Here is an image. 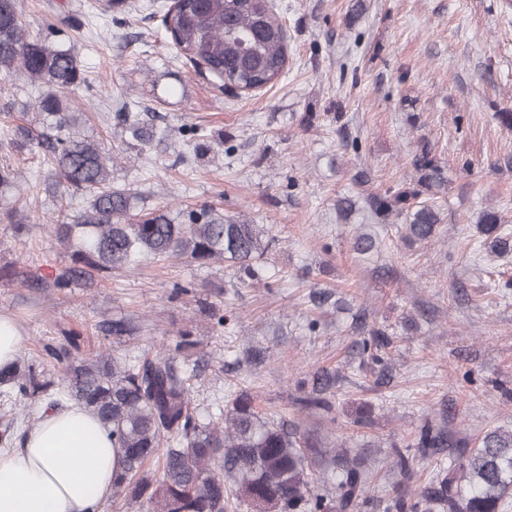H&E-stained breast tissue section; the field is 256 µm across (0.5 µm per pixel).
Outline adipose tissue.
Masks as SVG:
<instances>
[{
  "label": "adipose tissue",
  "instance_id": "1",
  "mask_svg": "<svg viewBox=\"0 0 512 512\" xmlns=\"http://www.w3.org/2000/svg\"><path fill=\"white\" fill-rule=\"evenodd\" d=\"M117 454L87 411L47 413L21 447L0 452V512H102Z\"/></svg>",
  "mask_w": 512,
  "mask_h": 512
}]
</instances>
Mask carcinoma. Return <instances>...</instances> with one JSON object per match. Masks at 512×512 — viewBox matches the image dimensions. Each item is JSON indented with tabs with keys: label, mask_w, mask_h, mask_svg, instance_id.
I'll use <instances>...</instances> for the list:
<instances>
[{
	"label": "carcinoma",
	"mask_w": 512,
	"mask_h": 512,
	"mask_svg": "<svg viewBox=\"0 0 512 512\" xmlns=\"http://www.w3.org/2000/svg\"><path fill=\"white\" fill-rule=\"evenodd\" d=\"M160 24L178 53L226 87L270 88L286 71L287 32L266 0H179L162 5ZM17 70L46 87L36 106L37 135L28 130L26 137L50 157L51 184L61 193L90 196L70 222L50 229L72 251L71 264L50 281L22 271V282L67 288L147 256L185 257L200 265L221 260L236 275L262 278L276 243L265 225L208 206L183 209L174 220L139 205L138 192L112 185V158L101 143L76 133L78 116L63 111L62 94L82 81L77 55L35 33L18 0H0V78ZM112 122L142 149L165 137L134 104L112 113ZM412 166V182L369 193L365 202L377 219L401 218L406 235L427 244L442 222L435 196L448 177L426 141L418 143ZM14 186V172L1 166L0 211L9 220L20 202ZM477 223L491 238V252H512V234L497 208L482 210ZM195 346L191 330L177 332L175 351ZM51 355L63 368L54 393L35 370L13 364L0 368V395L30 405L47 395L49 409L75 403L93 412L119 452L112 495L145 502L147 512H226L230 506L246 512H362L372 506L366 496L372 470L340 453L327 456L323 429L335 421L327 391L336 375L330 371L317 372L312 392L297 399L301 416L272 421L244 391L227 411L202 416L190 398L196 366L165 355L127 360L102 351L78 365L68 362L65 351ZM28 417L21 411L5 419L0 443H9ZM412 448L449 452L453 462L432 482L396 493L383 512H499L512 494V433L487 432L471 448L427 420L406 450L393 446L392 468L406 483L414 476Z\"/></svg>",
	"instance_id": "carcinoma-1"
}]
</instances>
